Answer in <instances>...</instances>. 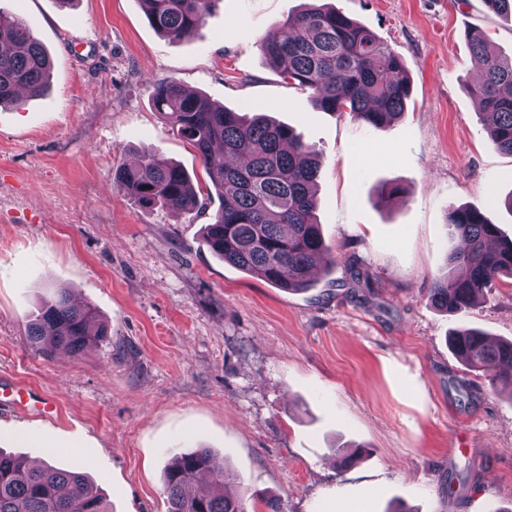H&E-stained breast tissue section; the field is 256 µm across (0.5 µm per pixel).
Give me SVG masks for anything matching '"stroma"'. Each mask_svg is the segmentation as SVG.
Masks as SVG:
<instances>
[{
    "label": "stroma",
    "instance_id": "obj_1",
    "mask_svg": "<svg viewBox=\"0 0 512 512\" xmlns=\"http://www.w3.org/2000/svg\"><path fill=\"white\" fill-rule=\"evenodd\" d=\"M328 2L403 57L411 97L391 124L316 109L265 60L261 39L304 0H218L177 40L140 0H0L52 63L43 96L0 106V378L56 406L45 418L0 404V448L82 464L110 512H166V466L193 448L236 472L250 512H267V496L284 512H512V400L448 346L461 327L512 340V277L456 315L430 301L459 245L450 207H475L512 238V155L476 108L467 38L511 56L512 18L483 0ZM168 80L266 110L314 148L336 263L309 291L211 252L203 230L219 198L152 106ZM143 148L190 175L199 209H144L114 188L113 170ZM61 288L111 340L49 357L30 345L28 321ZM357 448L360 462L336 467Z\"/></svg>",
    "mask_w": 512,
    "mask_h": 512
}]
</instances>
